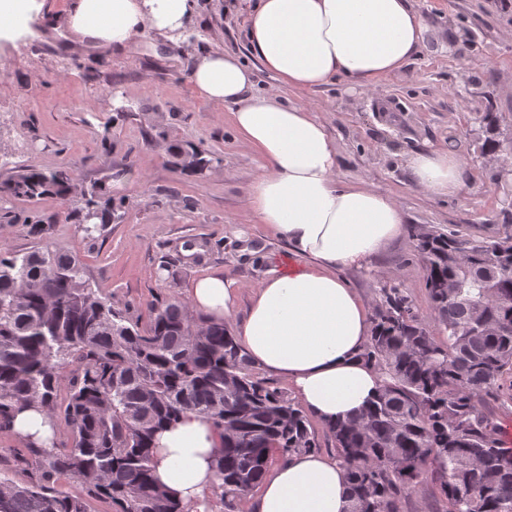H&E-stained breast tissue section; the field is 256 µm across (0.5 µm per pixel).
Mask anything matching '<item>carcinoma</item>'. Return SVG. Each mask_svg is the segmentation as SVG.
<instances>
[{
	"mask_svg": "<svg viewBox=\"0 0 512 512\" xmlns=\"http://www.w3.org/2000/svg\"><path fill=\"white\" fill-rule=\"evenodd\" d=\"M483 151L503 141L484 117ZM175 165L201 173L204 152L172 146ZM5 189L29 198L71 191L60 171L31 169ZM80 223H106L86 199ZM424 260L423 315L385 288L363 353L381 373L377 396L355 418L326 426L346 466L349 512H402L428 482L446 512H512V449L501 447L490 402H512V231L494 241L410 229ZM453 282V292L443 284ZM34 404L71 429L68 448H27V480L0 473V512H183L156 483L153 439L187 412L223 428L216 461L224 503L258 486L273 457L320 449L303 410L255 376L224 325L195 318L181 301L150 307L146 326L86 285L80 261L60 249L0 250V429ZM77 483L76 491L61 481Z\"/></svg>",
	"mask_w": 512,
	"mask_h": 512,
	"instance_id": "cac0c4a2",
	"label": "carcinoma"
}]
</instances>
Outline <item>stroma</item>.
Segmentation results:
<instances>
[{
    "label": "stroma",
    "instance_id": "1",
    "mask_svg": "<svg viewBox=\"0 0 512 512\" xmlns=\"http://www.w3.org/2000/svg\"><path fill=\"white\" fill-rule=\"evenodd\" d=\"M71 0H30L25 23L0 34V184L25 169L64 170L67 198L0 193V249L52 246L83 265L91 287L140 324L151 304L186 298L195 279L220 269L242 288L287 271L288 245L245 205L262 157L244 148L229 109L196 101L188 74L210 50L248 57L243 38L253 0H195L184 29L154 32L101 57L73 41L56 17ZM428 31L419 52L377 91L339 79L281 100L323 120L337 176L391 196L406 225L492 240L512 229V173L482 154L485 113L512 138V0H413ZM196 147L210 168H176L172 146ZM456 156L468 179L459 195L419 190L407 166L418 151ZM96 196L108 211L85 232L76 216ZM425 268L411 235L373 261L343 270L366 302L397 287L427 311Z\"/></svg>",
    "mask_w": 512,
    "mask_h": 512
}]
</instances>
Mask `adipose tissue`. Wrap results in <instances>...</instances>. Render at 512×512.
<instances>
[{
  "label": "adipose tissue",
  "mask_w": 512,
  "mask_h": 512,
  "mask_svg": "<svg viewBox=\"0 0 512 512\" xmlns=\"http://www.w3.org/2000/svg\"><path fill=\"white\" fill-rule=\"evenodd\" d=\"M193 0H73L62 22L74 41L109 51L148 31H180ZM427 24L413 0H258L245 39L252 57L279 83L254 89V73L222 50L199 55L190 81L196 97L230 107L241 143L264 160L245 203L289 245L297 269L270 272L237 317L238 282L216 270L187 290L189 310L232 322L253 364L286 382L321 424L358 414L382 376L361 353L370 336L367 305L337 271L359 267L404 232L387 194L341 184L336 147L324 121L281 101L279 87L310 90L344 78L377 89L419 51ZM416 185L436 198L465 185L460 160L432 148L408 160ZM18 443L52 448L54 419L31 408L12 418ZM154 477L185 512H211L219 491L215 461L222 439L212 419L188 413L154 438ZM252 512H348L346 469L335 454L307 452L273 464L251 495Z\"/></svg>",
  "instance_id": "ef3b65f1"
}]
</instances>
